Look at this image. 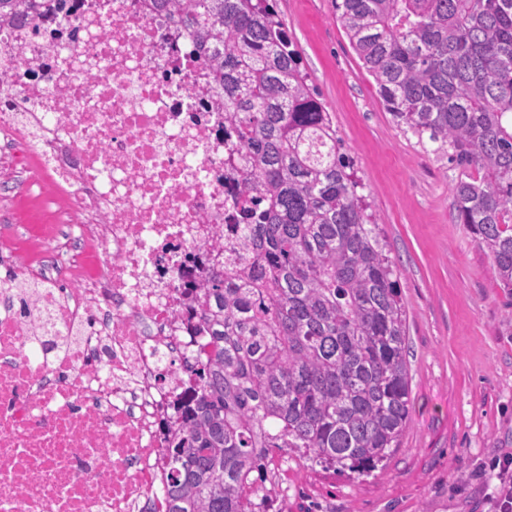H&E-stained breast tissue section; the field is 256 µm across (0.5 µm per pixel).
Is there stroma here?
<instances>
[{"label": "stroma", "instance_id": "obj_1", "mask_svg": "<svg viewBox=\"0 0 512 512\" xmlns=\"http://www.w3.org/2000/svg\"><path fill=\"white\" fill-rule=\"evenodd\" d=\"M277 10L398 266L412 409L399 448L367 477L273 449L270 512H493L490 461L512 456V296L454 219L457 170L394 122L332 0Z\"/></svg>", "mask_w": 512, "mask_h": 512}]
</instances>
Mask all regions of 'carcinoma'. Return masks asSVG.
Listing matches in <instances>:
<instances>
[{
  "label": "carcinoma",
  "mask_w": 512,
  "mask_h": 512,
  "mask_svg": "<svg viewBox=\"0 0 512 512\" xmlns=\"http://www.w3.org/2000/svg\"><path fill=\"white\" fill-rule=\"evenodd\" d=\"M275 2L150 0L204 57L244 182L241 246L196 298L168 512H268L272 449L369 474L410 421L398 268ZM333 2L397 125L460 169L456 223L512 292V0Z\"/></svg>",
  "instance_id": "1"
}]
</instances>
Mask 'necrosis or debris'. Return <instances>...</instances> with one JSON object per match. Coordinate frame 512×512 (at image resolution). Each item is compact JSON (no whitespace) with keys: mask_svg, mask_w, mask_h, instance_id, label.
<instances>
[{"mask_svg":"<svg viewBox=\"0 0 512 512\" xmlns=\"http://www.w3.org/2000/svg\"><path fill=\"white\" fill-rule=\"evenodd\" d=\"M209 82L145 0L0 20V169L20 175L0 206L68 200L0 230V512H168L204 341L184 286L239 234Z\"/></svg>","mask_w":512,"mask_h":512,"instance_id":"obj_1","label":"necrosis or debris"}]
</instances>
